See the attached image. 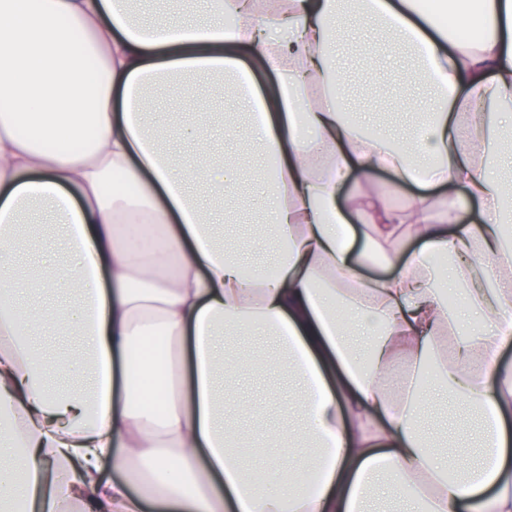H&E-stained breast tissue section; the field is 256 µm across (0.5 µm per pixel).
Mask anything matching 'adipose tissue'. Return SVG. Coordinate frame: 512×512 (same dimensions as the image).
I'll use <instances>...</instances> for the list:
<instances>
[{
    "mask_svg": "<svg viewBox=\"0 0 512 512\" xmlns=\"http://www.w3.org/2000/svg\"><path fill=\"white\" fill-rule=\"evenodd\" d=\"M452 38L418 0H362L392 53L412 50L435 96L407 142L353 120L336 69L340 0H208L203 19L146 23L132 0H0V512H512V188L484 159L512 144V0H453ZM275 73L259 91L248 62ZM232 83L228 112L260 113L247 137L271 162L261 207L272 267L244 269L191 195L234 196L241 165L217 161L197 125L163 152L150 86L184 99L193 80ZM419 187L345 195L376 171ZM478 212L463 222V203ZM39 211L69 263L14 261ZM420 247L402 256L405 238ZM389 268L366 278L360 255ZM75 284L69 304L32 300L37 281ZM53 326L85 353L46 360ZM270 337L301 394L296 424L241 428L220 413L224 378L257 359L225 348ZM84 368L66 393L55 372ZM477 411L481 449L434 446L430 391ZM281 461L265 463L267 449ZM111 478H104V467Z\"/></svg>",
    "mask_w": 512,
    "mask_h": 512,
    "instance_id": "obj_1",
    "label": "adipose tissue"
}]
</instances>
